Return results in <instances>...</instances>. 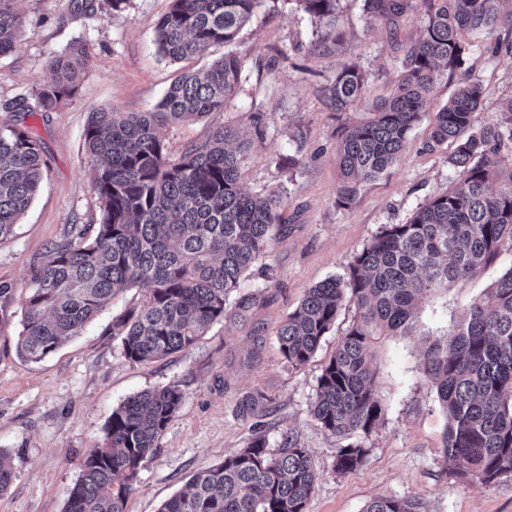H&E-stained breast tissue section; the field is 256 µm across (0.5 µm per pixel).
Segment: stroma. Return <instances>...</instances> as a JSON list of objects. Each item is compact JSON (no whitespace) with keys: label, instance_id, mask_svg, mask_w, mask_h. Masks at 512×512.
<instances>
[{"label":"stroma","instance_id":"35a3bbf8","mask_svg":"<svg viewBox=\"0 0 512 512\" xmlns=\"http://www.w3.org/2000/svg\"><path fill=\"white\" fill-rule=\"evenodd\" d=\"M170 3L128 0L119 11L108 0H93L89 9L78 0H20L17 6L20 37L15 49L0 57V125H21L39 137L46 168L13 236L0 242V280L14 288L9 319L0 328V448L12 456L14 478L0 494V512H64L80 463L89 449L102 445L113 408L133 394L173 382L185 392L182 407L156 454L142 465L127 512H158L195 473L247 446L259 428L270 445L288 431L311 451L320 478L307 512H364L376 497L416 499L427 512H512V475L490 484L452 475L443 454L445 415L421 372L431 333L459 320L470 302L512 267V248L503 247L494 265L454 283L447 296L423 302L409 333L376 345L385 415L364 440V464L349 473L333 472L337 441L314 421L311 403L323 364L355 318L354 307H342L303 368L288 367L277 341L281 322L309 288L343 274L383 225L405 223L457 177L448 164L453 143L435 146L430 140L435 111L459 86L458 74L447 71L399 159L362 183L350 205L338 203L336 130L345 119L364 118L372 103L391 93L395 62L422 31V0H412V9L392 23L369 20L363 0H345L338 42L321 41L296 0H266L232 46L241 61V84L223 110L160 127L174 158L217 127L235 129L250 144L241 181L257 192L283 194L281 223L241 288L258 296L245 320L226 318L186 350L132 363L109 334L113 315L141 300L139 290L128 288L53 355L37 363L18 356L21 305L34 267L68 225L99 218L83 144L91 112L152 110L182 71L224 53L216 46L181 62L165 59L155 29ZM462 39L471 46L465 67L485 92L473 115L477 130L503 121L502 106L512 99V57L504 53L512 29L467 32ZM76 44L87 54L78 89L55 109L38 111L35 91L52 78L50 60ZM351 62L364 71L365 87L359 107L345 117L327 107L323 88ZM20 99L32 107L31 115L8 110V103ZM249 393L270 400L257 425L235 414Z\"/></svg>","mask_w":512,"mask_h":512}]
</instances>
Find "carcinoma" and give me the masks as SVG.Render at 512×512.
<instances>
[{
	"label": "carcinoma",
	"mask_w": 512,
	"mask_h": 512,
	"mask_svg": "<svg viewBox=\"0 0 512 512\" xmlns=\"http://www.w3.org/2000/svg\"><path fill=\"white\" fill-rule=\"evenodd\" d=\"M17 0H0V56L21 30ZM264 0H171L158 21L155 43L172 62L233 43ZM409 0H363L368 15H399ZM504 0H424L421 34L406 49L399 81L371 105L370 117L339 131L338 203L349 205L361 182L393 165L408 133L427 111L441 74L465 64L462 33L512 27ZM323 38L341 37V0H298ZM52 80L37 90L47 112L73 95L84 72L78 46L53 58ZM241 83L240 60L227 52L204 69L187 71L150 112L92 113L83 132L86 165L100 204L95 224H72L51 244L22 304L20 358L39 362L78 335L120 289L134 285L143 302L112 317L113 338L132 363L152 361L193 346L227 316V302L265 251L280 219L281 192L257 194L239 177L244 144L220 127L173 159L158 135L162 121L184 122L224 108ZM364 75L354 64L336 71L325 98L337 112L354 109ZM484 100L468 76L435 112L431 139L455 144L448 164L460 178L426 200L403 224H386L349 263L344 276L308 289L281 323L277 340L289 367L309 364L343 305L355 319L322 366L311 415L338 438L333 471L360 467L369 436L384 417L372 348L412 327L416 307L494 264L512 244V167L500 153L512 142L508 117L470 131ZM41 141L15 125L0 127V241L29 207L42 178ZM421 370L446 416L444 457L461 478L491 483L512 474V267L473 300L461 321L436 335ZM178 383L142 391L112 410L103 446L85 454L65 512H126L143 462L160 448L179 412ZM270 399L248 394L236 408L242 419L263 417ZM14 477L0 448V493ZM319 473L309 449L289 432L276 449L258 432L224 461L197 472L159 512H306ZM365 512H426L416 499L378 497Z\"/></svg>",
	"instance_id": "obj_1"
}]
</instances>
